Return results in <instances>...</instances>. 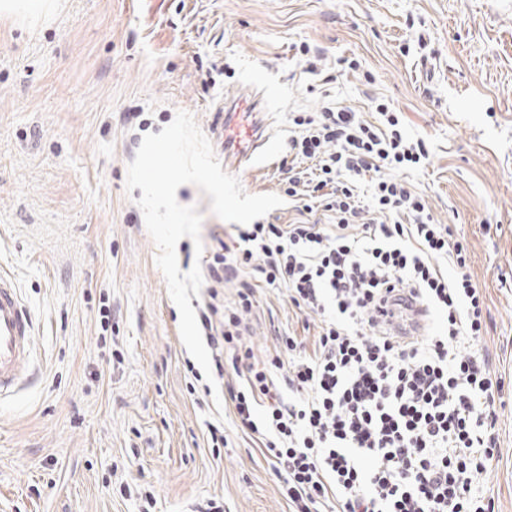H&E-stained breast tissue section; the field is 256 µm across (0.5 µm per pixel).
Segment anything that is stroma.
<instances>
[{
	"instance_id": "1",
	"label": "stroma",
	"mask_w": 512,
	"mask_h": 512,
	"mask_svg": "<svg viewBox=\"0 0 512 512\" xmlns=\"http://www.w3.org/2000/svg\"><path fill=\"white\" fill-rule=\"evenodd\" d=\"M318 52L309 67L303 46ZM255 94L270 152L229 167L245 192L284 195L302 112L324 98L378 122L401 111L429 158L401 177L469 249L501 381L499 450L478 481L512 512V0H13L0 8V270L35 320L26 389L0 402V512H288L230 401L195 398L180 314L127 190L142 138L193 114L216 157L228 98ZM205 253L233 243L191 184ZM110 305L108 329L99 309ZM243 343L312 348L319 317L259 286ZM222 412L227 443L207 446Z\"/></svg>"
}]
</instances>
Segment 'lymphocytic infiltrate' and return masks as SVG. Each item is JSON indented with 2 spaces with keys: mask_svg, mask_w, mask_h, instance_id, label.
I'll list each match as a JSON object with an SVG mask.
<instances>
[{
  "mask_svg": "<svg viewBox=\"0 0 512 512\" xmlns=\"http://www.w3.org/2000/svg\"><path fill=\"white\" fill-rule=\"evenodd\" d=\"M375 110L378 125L347 106L296 117L289 153L314 168L289 167L287 193L335 222L238 228V244L207 263L200 329L216 373L229 365L238 378L227 387L234 417L259 436L288 512H495L477 488L497 453V385L487 355L474 349L487 306L467 272L465 241L396 176L426 160L425 142L406 135L388 104ZM369 174L365 206L357 183ZM247 265L319 315L312 352L294 336L281 339L284 359L260 361L242 345L254 289L243 284L233 309L218 297ZM403 296L432 316L427 336L405 342L382 331V316Z\"/></svg>",
  "mask_w": 512,
  "mask_h": 512,
  "instance_id": "obj_1",
  "label": "lymphocytic infiltrate"
}]
</instances>
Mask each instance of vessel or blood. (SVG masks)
Here are the masks:
<instances>
[{"instance_id": "obj_1", "label": "vessel or blood", "mask_w": 512, "mask_h": 512, "mask_svg": "<svg viewBox=\"0 0 512 512\" xmlns=\"http://www.w3.org/2000/svg\"><path fill=\"white\" fill-rule=\"evenodd\" d=\"M265 119L258 100L240 99L224 111V158L234 160L260 152L265 143ZM408 328H395L394 333L422 335L427 323L426 310L410 303ZM35 322L24 302L16 281L0 273V398L19 387L22 373L33 353Z\"/></svg>"}]
</instances>
